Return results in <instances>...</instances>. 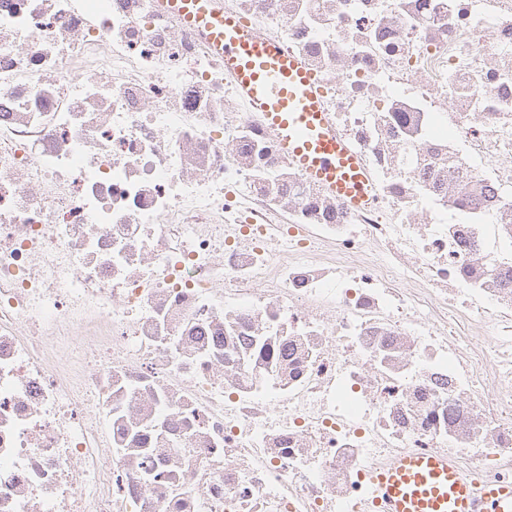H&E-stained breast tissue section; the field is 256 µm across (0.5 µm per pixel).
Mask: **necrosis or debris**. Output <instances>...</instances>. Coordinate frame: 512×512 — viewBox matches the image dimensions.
Returning <instances> with one entry per match:
<instances>
[{
	"label": "necrosis or debris",
	"instance_id": "1",
	"mask_svg": "<svg viewBox=\"0 0 512 512\" xmlns=\"http://www.w3.org/2000/svg\"><path fill=\"white\" fill-rule=\"evenodd\" d=\"M371 179L302 173L163 0H0V512L512 488V0H220ZM371 512H512V490L480 486L448 456L403 455L371 469Z\"/></svg>",
	"mask_w": 512,
	"mask_h": 512
}]
</instances>
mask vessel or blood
<instances>
[{
    "label": "vessel or blood",
    "instance_id": "b4317fda",
    "mask_svg": "<svg viewBox=\"0 0 512 512\" xmlns=\"http://www.w3.org/2000/svg\"><path fill=\"white\" fill-rule=\"evenodd\" d=\"M199 30L264 113L283 149L311 179L353 205L370 200L366 170L337 134L314 74L277 43L250 34L217 0H170ZM376 512H512V490L479 485L448 456L404 455L369 472Z\"/></svg>",
    "mask_w": 512,
    "mask_h": 512
}]
</instances>
